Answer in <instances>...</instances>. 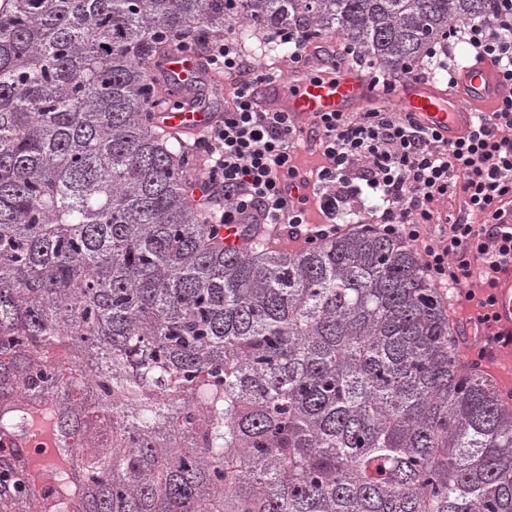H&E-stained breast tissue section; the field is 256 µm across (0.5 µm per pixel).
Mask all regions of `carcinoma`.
I'll return each mask as SVG.
<instances>
[{
  "label": "carcinoma",
  "mask_w": 512,
  "mask_h": 512,
  "mask_svg": "<svg viewBox=\"0 0 512 512\" xmlns=\"http://www.w3.org/2000/svg\"><path fill=\"white\" fill-rule=\"evenodd\" d=\"M497 8L0 0V512H512V407L416 254L224 249L151 73L240 18L400 72Z\"/></svg>",
  "instance_id": "obj_1"
}]
</instances>
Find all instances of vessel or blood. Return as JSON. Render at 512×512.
Listing matches in <instances>:
<instances>
[{
  "label": "vessel or blood",
  "mask_w": 512,
  "mask_h": 512,
  "mask_svg": "<svg viewBox=\"0 0 512 512\" xmlns=\"http://www.w3.org/2000/svg\"><path fill=\"white\" fill-rule=\"evenodd\" d=\"M332 40L307 48L302 63L288 67L285 76H271L257 85L253 97L260 108L285 112L302 128L326 112H357L379 99L368 74L356 64L334 65ZM202 58L169 53L156 59L152 70L163 78L165 90L181 93L176 109L158 112L162 127L174 132H196L214 123L215 113L200 104L195 94L202 86ZM503 93L490 61H464L457 68V88L447 91L419 78H407L395 90V102L420 127L436 130L448 141L466 135L475 123V107L497 101ZM491 335L474 338V319L458 321L455 334L460 350L480 369L489 371L497 388L512 386V263L501 267L493 288Z\"/></svg>",
  "instance_id": "vessel-or-blood-1"
}]
</instances>
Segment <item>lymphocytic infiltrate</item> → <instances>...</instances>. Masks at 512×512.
Segmentation results:
<instances>
[{
	"mask_svg": "<svg viewBox=\"0 0 512 512\" xmlns=\"http://www.w3.org/2000/svg\"><path fill=\"white\" fill-rule=\"evenodd\" d=\"M450 31L474 59L494 63L506 93L493 110L479 113L470 134L453 143L383 107L324 113L309 138L324 158L312 176L293 160L294 121L257 110L251 91L266 76L244 56L236 33L213 41L209 67L234 92L220 120L194 140L205 163L195 205L216 227L291 224L309 244L341 235L344 218L356 217L359 229L413 247L431 284L474 303L477 333L489 331V290L501 265L512 262V5L490 18L452 22ZM366 191L376 204L361 217L356 204ZM456 197L476 222L443 221L440 204ZM313 203L325 223L309 225Z\"/></svg>",
	"mask_w": 512,
	"mask_h": 512,
	"instance_id": "lymphocytic-infiltrate-1",
	"label": "lymphocytic infiltrate"
}]
</instances>
